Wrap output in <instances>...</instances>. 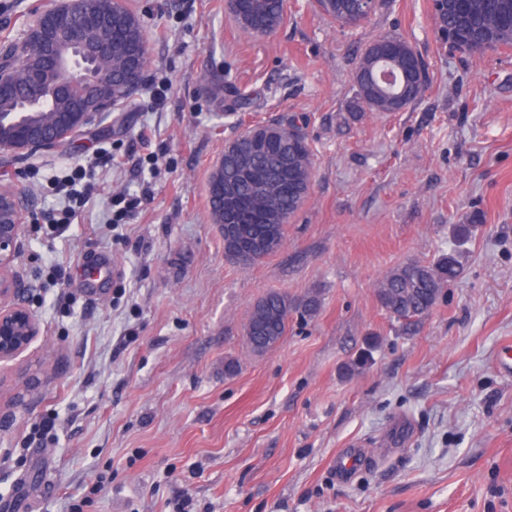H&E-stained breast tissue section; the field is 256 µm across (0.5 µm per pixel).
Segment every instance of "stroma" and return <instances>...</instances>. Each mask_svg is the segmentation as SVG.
<instances>
[{
  "label": "stroma",
  "mask_w": 512,
  "mask_h": 512,
  "mask_svg": "<svg viewBox=\"0 0 512 512\" xmlns=\"http://www.w3.org/2000/svg\"><path fill=\"white\" fill-rule=\"evenodd\" d=\"M126 2L150 63L122 110L76 149L0 151V188L36 216L59 206L48 185L68 167L112 157L71 223L23 235L18 299L41 333L0 364V512H68L97 482L82 512H174L184 498L190 512H512V373L499 366L512 343V47L448 51L430 0H383L354 29L287 0L261 37L227 0ZM61 4L0 0V44ZM386 35L426 67L400 112L356 103L361 54ZM231 85L252 104L228 106ZM258 123L298 126L314 173L283 247L244 267L224 255L207 182ZM457 224L473 228L461 245ZM456 249L460 277L402 331L379 281ZM270 291L318 293L320 308L292 310L258 354L244 325ZM355 443L365 455L340 473Z\"/></svg>",
  "instance_id": "1"
}]
</instances>
